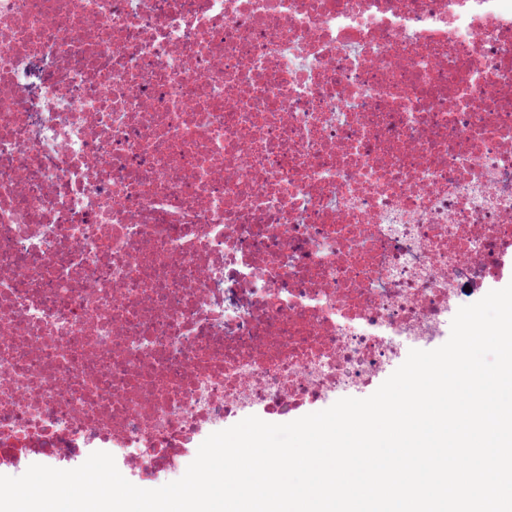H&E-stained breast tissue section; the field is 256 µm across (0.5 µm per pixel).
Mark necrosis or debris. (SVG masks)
Masks as SVG:
<instances>
[{
    "label": "necrosis or debris",
    "mask_w": 512,
    "mask_h": 512,
    "mask_svg": "<svg viewBox=\"0 0 512 512\" xmlns=\"http://www.w3.org/2000/svg\"><path fill=\"white\" fill-rule=\"evenodd\" d=\"M512 279V0H0V472L370 396Z\"/></svg>",
    "instance_id": "4bbe7bcc"
}]
</instances>
